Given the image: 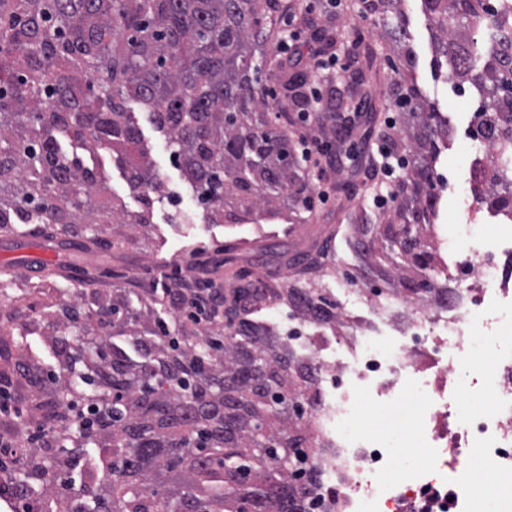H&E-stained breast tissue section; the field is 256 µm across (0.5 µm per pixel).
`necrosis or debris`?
Returning <instances> with one entry per match:
<instances>
[{
  "label": "necrosis or debris",
  "instance_id": "necrosis-or-debris-1",
  "mask_svg": "<svg viewBox=\"0 0 512 512\" xmlns=\"http://www.w3.org/2000/svg\"><path fill=\"white\" fill-rule=\"evenodd\" d=\"M487 222L491 242H470L464 253L459 230L449 234L446 268L458 286L447 298L436 297L438 268L400 306L393 292L349 287L337 261L326 288L335 323L287 312L283 338L316 378L303 415L314 430L305 492L316 512H512V353L491 361L475 351L476 336L506 333L492 314L512 308V285L494 270L499 253L512 255V225L493 212ZM408 389L426 398L408 430L424 458L401 471L387 433L353 435L343 419L353 406L398 403ZM471 462L472 477L455 482ZM478 481L495 486L492 498L476 494Z\"/></svg>",
  "mask_w": 512,
  "mask_h": 512
}]
</instances>
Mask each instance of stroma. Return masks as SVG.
Segmentation results:
<instances>
[{
  "label": "stroma",
  "instance_id": "1",
  "mask_svg": "<svg viewBox=\"0 0 512 512\" xmlns=\"http://www.w3.org/2000/svg\"><path fill=\"white\" fill-rule=\"evenodd\" d=\"M407 18L405 42L416 54V66L411 77L423 97L448 120V133L440 137V161L461 155L458 176L450 185L440 204L436 223L423 230L428 238L440 241L452 224H477L482 216L460 206L461 198L473 194L465 178L470 160L463 151L472 134L470 116L478 107L477 100L462 97L457 81L437 74L432 66V33L418 0H400L398 5ZM330 24L338 32L336 54L341 63L357 56L358 69L363 70L372 86L376 112L370 124L357 127L346 146L352 159L344 171L331 174V183L352 182L359 191L353 199L334 193L327 204L313 208L309 221L288 224L281 220L263 224H207L201 219L173 220L169 193L192 196L179 168L166 146V138L150 123L147 112L139 104H131L150 158L154 161L165 190L156 194L153 222L132 229L118 224H105L101 236L107 240L104 248L85 250L78 243L49 239L41 233L27 235L0 234V275L9 274V284H0V318L15 307L14 297L21 291L36 292L39 310L18 326L15 336L16 354H29L38 361L42 372L56 366L46 338L52 332L46 312L54 302L58 289L82 288L86 294L84 307L94 308L97 300H108L113 289L125 288L131 293L152 292L155 306L165 318L175 311L163 298L167 288H192L197 279L208 277L220 288H227L233 268L249 263L259 265L264 284L288 288L295 284L297 269L292 258L320 251L323 264L345 258L353 278H369L370 265L391 269L389 243L379 239L370 261H363L357 251L361 228L347 224L343 216L356 210L364 219L379 221L381 212L373 205V190L365 183L374 161L369 150L377 142L378 130L388 113L394 110V84L397 75L391 65L400 52V44L378 19L363 18L359 0H341L336 11H329L324 0H317L314 10L301 22L303 30L311 26ZM333 68V82H340L346 71ZM234 245L233 263H224V248Z\"/></svg>",
  "mask_w": 512,
  "mask_h": 512
}]
</instances>
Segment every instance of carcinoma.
Wrapping results in <instances>:
<instances>
[{"label":"carcinoma","mask_w":512,"mask_h":512,"mask_svg":"<svg viewBox=\"0 0 512 512\" xmlns=\"http://www.w3.org/2000/svg\"><path fill=\"white\" fill-rule=\"evenodd\" d=\"M399 0H369L368 14L405 29ZM437 44L435 66L481 98L479 128L505 168L473 179L487 208L512 217V52L476 55L472 33L491 30L489 0H420ZM272 27L262 0H0V229L31 217L43 230L82 235L97 247L98 224L152 223L151 194L164 183L142 146L128 104L145 106L168 136L171 154L209 224H257L307 208L311 184L298 174L290 136L261 119L268 108L255 52ZM308 74H284L292 92ZM403 175L394 218L376 227L417 269L434 255L397 224H432L430 171L448 120L420 90L399 83ZM336 112L323 134H350L374 111L362 72L335 89ZM126 164L141 210L101 193L105 178L62 142ZM321 263L307 258L305 283L268 288L302 315L336 319L318 292ZM257 270L240 266L224 296V328L170 332L124 288L112 303L86 309L59 290L48 337L58 370L33 384L28 408L10 418L16 437L38 424L17 456L0 454V483L35 496L37 512H311L298 485L309 468L310 429L301 403L312 368L253 319ZM80 471L81 484L71 480Z\"/></svg>","instance_id":"1"}]
</instances>
